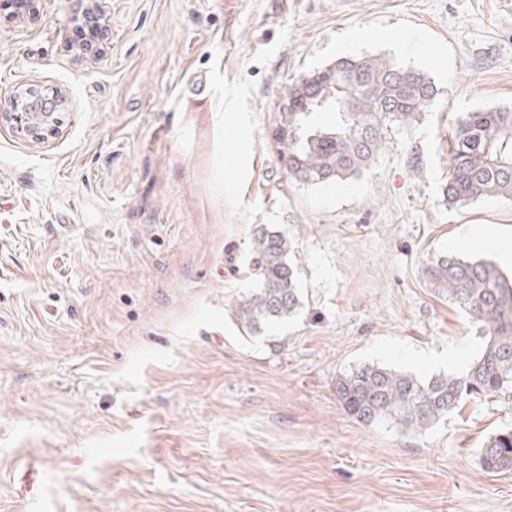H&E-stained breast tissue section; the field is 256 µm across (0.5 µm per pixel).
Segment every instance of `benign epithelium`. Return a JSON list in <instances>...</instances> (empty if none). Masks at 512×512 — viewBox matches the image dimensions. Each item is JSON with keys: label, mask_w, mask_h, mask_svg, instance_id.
Masks as SVG:
<instances>
[{"label": "benign epithelium", "mask_w": 512, "mask_h": 512, "mask_svg": "<svg viewBox=\"0 0 512 512\" xmlns=\"http://www.w3.org/2000/svg\"><path fill=\"white\" fill-rule=\"evenodd\" d=\"M13 8V13L34 18L37 16L40 0H4ZM83 22L89 24L90 38L80 48L83 53L96 55L103 49V34L99 31L98 20L104 19L100 0H89ZM67 98L60 91H52L35 99L15 96L0 101V127L7 126L12 132L34 142L43 143L54 137L62 124L59 111L66 105Z\"/></svg>", "instance_id": "obj_1"}]
</instances>
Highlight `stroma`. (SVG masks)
Wrapping results in <instances>:
<instances>
[{
    "label": "stroma",
    "instance_id": "stroma-1",
    "mask_svg": "<svg viewBox=\"0 0 512 512\" xmlns=\"http://www.w3.org/2000/svg\"><path fill=\"white\" fill-rule=\"evenodd\" d=\"M82 2L0 7V98L68 97L45 143L0 129V512H512V471L480 462L512 392L414 434L335 392L368 363L461 374L483 347L424 271L512 250V199H443L457 118L512 105V0H102L95 57ZM365 54L427 74L433 106L360 178L290 177L289 86ZM263 224L303 306L250 335L233 307ZM100 2L98 0H89V6L85 8L84 11H86L85 17L83 18L84 23H88L90 28V38H87L83 42V38L85 37V34L87 33V30L84 29H78V32L80 34V42L82 45H80V48L84 54H89L95 56L96 54L100 53V51L103 49V34L101 31H99L97 24V19L102 20V28L105 35L106 29H105V18L104 14L102 13ZM94 19V21H91V19Z\"/></svg>",
    "mask_w": 512,
    "mask_h": 512
}]
</instances>
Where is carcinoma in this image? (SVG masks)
Here are the masks:
<instances>
[{"label":"carcinoma","instance_id":"obj_1","mask_svg":"<svg viewBox=\"0 0 512 512\" xmlns=\"http://www.w3.org/2000/svg\"><path fill=\"white\" fill-rule=\"evenodd\" d=\"M336 85V125L319 127L310 102L313 76ZM436 96L422 72L381 56H344L301 77L288 88L290 112H279L273 137L280 161L299 182L324 185L359 178L388 147L387 131L406 127L428 111ZM448 207L481 199L512 198V107L463 113L448 151ZM282 232L263 224L251 240L256 287L235 305L236 321L251 334L296 315L302 301L297 272ZM433 287L484 331L479 356L462 375L423 380L368 364L336 378V398L362 423H387L415 433L446 419L466 397L512 390V277L493 262L438 256L425 269ZM485 469L512 470V431L489 436L481 449Z\"/></svg>","mask_w":512,"mask_h":512}]
</instances>
